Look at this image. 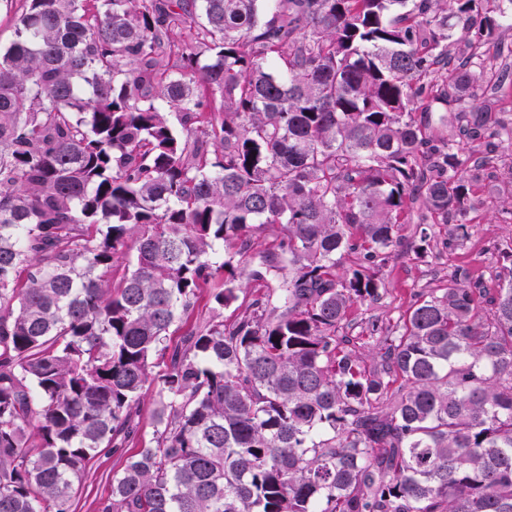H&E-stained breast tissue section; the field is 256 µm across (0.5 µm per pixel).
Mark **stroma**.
<instances>
[{"instance_id":"obj_1","label":"stroma","mask_w":512,"mask_h":512,"mask_svg":"<svg viewBox=\"0 0 512 512\" xmlns=\"http://www.w3.org/2000/svg\"><path fill=\"white\" fill-rule=\"evenodd\" d=\"M463 173L468 177L480 175L489 188L486 205L471 214V235L454 241L445 225L433 226L428 254L393 251L381 270V300L372 306L357 304L351 308L347 333L367 357H375L378 352L377 344L368 335L369 320L396 323L411 308L417 293L446 287L448 276L456 267L468 270L470 282L490 289L497 287L501 274L512 270V140L501 141L491 165L479 171L467 166ZM223 286V278L218 277L200 289L193 310L172 326L169 347L181 345L185 335L209 317L211 296ZM155 407L152 393H145L138 408L135 437L115 451L97 453L89 461L84 480L75 487L72 512H99L101 503L112 493L113 475L127 458L151 446L156 430Z\"/></svg>"}]
</instances>
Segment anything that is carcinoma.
Instances as JSON below:
<instances>
[{
	"label": "carcinoma",
	"mask_w": 512,
	"mask_h": 512,
	"mask_svg": "<svg viewBox=\"0 0 512 512\" xmlns=\"http://www.w3.org/2000/svg\"><path fill=\"white\" fill-rule=\"evenodd\" d=\"M510 20L512 0H19L0 45V512H71L148 389L155 444L101 512H512V274L371 323L377 365L342 334L410 205L417 254L435 224L469 235L467 144L416 113L504 84L486 46ZM465 137L486 165L512 125L473 112ZM218 275L210 319L169 350Z\"/></svg>",
	"instance_id": "obj_1"
}]
</instances>
